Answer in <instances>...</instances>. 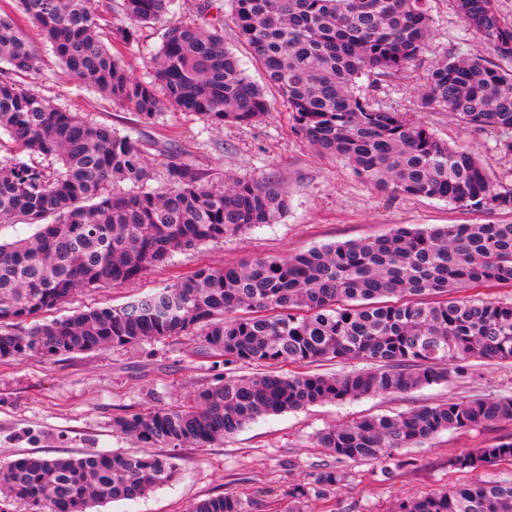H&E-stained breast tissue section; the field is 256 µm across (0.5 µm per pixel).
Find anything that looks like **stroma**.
Listing matches in <instances>:
<instances>
[{
  "instance_id": "35a3bbf8",
  "label": "stroma",
  "mask_w": 512,
  "mask_h": 512,
  "mask_svg": "<svg viewBox=\"0 0 512 512\" xmlns=\"http://www.w3.org/2000/svg\"><path fill=\"white\" fill-rule=\"evenodd\" d=\"M432 18L430 39L419 59L403 75L372 83L369 92L376 103L408 113L439 139L474 151L495 177L512 180V157L496 150L499 130H477L445 112L420 107L419 93L444 50L482 49L456 13L454 0H432ZM196 19V0H176L161 22L138 27L128 53L134 75L148 78V62L166 27ZM24 31L46 76L37 89L53 103L132 134L154 165L164 161L157 151L163 145L209 173L275 180L288 194V210L278 223L175 254L134 281L79 293L58 313L34 315V322L121 307L202 267L285 257L325 244L385 235L399 225L512 222V212H472L443 200L374 190L344 161L320 154L297 134L291 113L278 98L270 115L253 125L215 129L185 112H167L156 123H141L135 114L79 85L36 27L28 24ZM194 346V337L176 336L0 364V464L29 455L144 454L145 446L115 431L113 423L147 408L187 401L195 390L212 383L217 374L214 358L195 352ZM505 396H512V362L476 361L465 376L408 393L362 396L262 417L224 442L174 449L179 470L172 482L144 498L100 506L99 512H186L190 504L226 492L241 497L248 512H280L288 488L306 483L309 474L326 467L340 470L344 479L334 491L310 495L303 504L305 512H391L403 498L511 474L512 461L467 472L453 469L450 462L459 454L511 440L512 423L441 432L419 447L402 450V465L390 478L379 463L336 460L317 446L316 434L367 415L393 416L426 405Z\"/></svg>"
}]
</instances>
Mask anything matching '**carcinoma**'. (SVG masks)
I'll return each instance as SVG.
<instances>
[{"label": "carcinoma", "mask_w": 512, "mask_h": 512, "mask_svg": "<svg viewBox=\"0 0 512 512\" xmlns=\"http://www.w3.org/2000/svg\"><path fill=\"white\" fill-rule=\"evenodd\" d=\"M14 2L18 11H0V133L16 144L0 158V223L34 232L0 241L1 363L195 336L198 350L221 358L224 374L185 403L115 421L142 444L180 448L209 446L264 416L409 392L461 377L472 361L512 360V302L457 296L512 287V223L399 227L288 257L204 267L123 307L16 329L79 290L133 281L178 252L273 224L287 212L288 194L271 180L226 182L169 150L158 172L131 135L51 103L25 81L42 73L22 18L41 30L69 75L144 124L168 109L215 127L257 123L270 102L224 46L223 0L199 4L201 14L215 10L205 25L168 27L149 82L131 75L126 50L133 26L160 20L170 0H122L130 26L115 28L108 45L99 36L108 3ZM455 7L494 55L512 58V18L495 0H455ZM232 18L288 104L295 131L364 183L471 211H512L511 181L492 179L472 150L449 146L363 89L362 78L396 77L418 60L430 37V0H232ZM420 104L500 130L496 149L512 156V70L447 50ZM157 179L160 188L151 185ZM322 359L367 367L333 376L273 370ZM240 365L257 371L238 376ZM500 422H512V397L365 417L326 429L318 441L339 459L389 461L440 432ZM503 460H512V441L458 455L451 466L467 471ZM177 471L166 455L27 456L0 465V495L32 512H88L142 498ZM342 480L331 468L311 473L288 491L287 512H304V497ZM188 512L247 510L224 493ZM392 512H512V476L401 499Z\"/></svg>", "instance_id": "obj_1"}]
</instances>
